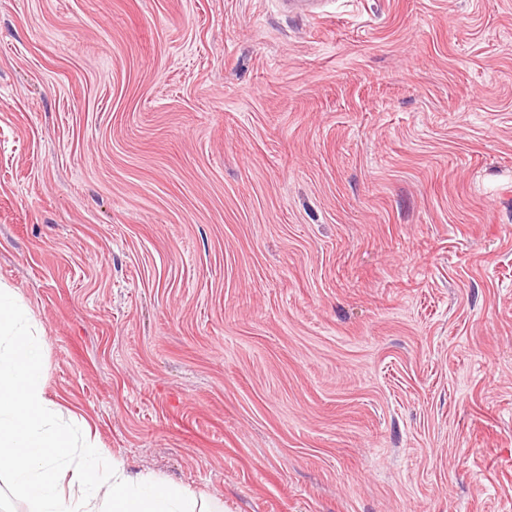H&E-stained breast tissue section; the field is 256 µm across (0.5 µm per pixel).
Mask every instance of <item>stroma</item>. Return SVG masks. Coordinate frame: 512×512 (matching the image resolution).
<instances>
[{
  "instance_id": "obj_1",
  "label": "stroma",
  "mask_w": 512,
  "mask_h": 512,
  "mask_svg": "<svg viewBox=\"0 0 512 512\" xmlns=\"http://www.w3.org/2000/svg\"><path fill=\"white\" fill-rule=\"evenodd\" d=\"M0 285L130 472L512 512V0H0Z\"/></svg>"
}]
</instances>
